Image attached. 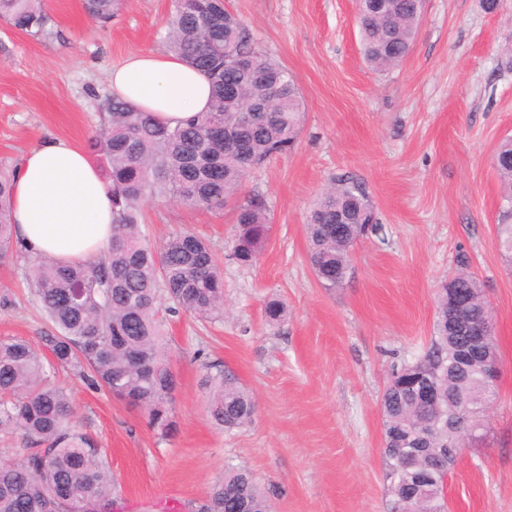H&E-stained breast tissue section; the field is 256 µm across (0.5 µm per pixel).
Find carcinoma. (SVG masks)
I'll list each match as a JSON object with an SVG mask.
<instances>
[{
  "instance_id": "1",
  "label": "carcinoma",
  "mask_w": 512,
  "mask_h": 512,
  "mask_svg": "<svg viewBox=\"0 0 512 512\" xmlns=\"http://www.w3.org/2000/svg\"><path fill=\"white\" fill-rule=\"evenodd\" d=\"M164 40L170 50L207 77L209 111L175 126L108 98L100 132L85 149L100 165L112 190V240L97 262L59 266L28 258L26 282L51 331L37 344L0 338V435L19 438L0 462V512H102L112 504V469L104 448L75 421L70 394L54 381L69 368L92 390L144 411L147 425L166 437L176 429L178 380L167 355L161 299L201 321L224 312V273L210 246L175 233L159 248L143 230L144 205L158 197L213 208L233 199L247 174L292 149L301 131V95L288 70L253 46L252 35L224 0H175ZM381 14L359 26L366 62L378 71L397 67L411 53L419 22L418 0H385ZM119 0H85L95 21H108ZM0 20L31 38L52 35L43 0H0ZM236 86L224 95V84ZM257 102L262 112L245 108ZM494 164L504 200L512 204V137L504 139ZM16 170L0 171V264L18 259L11 223ZM308 260L327 289L344 285L355 243L380 237L383 224L366 188L338 178L308 216ZM269 225L262 202L236 206L229 257L254 265ZM496 246L512 258V223L497 225ZM474 303L448 326L456 297ZM481 284L460 270L436 294L432 336L414 361L392 366L380 401L384 453L390 462V493L409 512H445L440 479L456 458L448 448L480 439L495 388L478 364L462 365L457 354L469 343V324L483 318ZM202 386L213 422L226 431L249 423L253 396L238 385L223 362L204 363ZM430 389L431 410L418 400ZM466 398L461 407L456 398ZM469 417L471 438H460L449 421ZM271 512L266 495L245 467H228L196 512Z\"/></svg>"
}]
</instances>
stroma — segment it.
<instances>
[{
    "label": "stroma",
    "instance_id": "1",
    "mask_svg": "<svg viewBox=\"0 0 512 512\" xmlns=\"http://www.w3.org/2000/svg\"><path fill=\"white\" fill-rule=\"evenodd\" d=\"M302 95L294 149L253 170L236 202L261 200L270 224L257 263L226 260L232 206L165 198L143 210L160 246L178 231L222 258L224 316L167 314L179 381L177 431L164 438L140 411L85 388L70 370L83 431L106 448L112 512H191L229 466L248 468L273 512H395L380 399L392 365L427 346L434 294L459 265L480 282L496 323L500 377L482 443L448 473V512H512V265L495 245L507 204L493 159L512 137V0H424L414 47L398 67L363 60L355 0H227ZM174 0H122L104 24L84 0H44L54 34L36 40L0 21V168L42 139L78 144L99 131L108 74L132 53L163 51ZM341 177L363 183L384 239L353 249L342 288H323L307 257L306 215ZM0 337L38 342L50 325L21 264L0 266ZM280 301L278 321L265 313ZM221 359L255 401L243 428H217L200 386Z\"/></svg>",
    "mask_w": 512,
    "mask_h": 512
}]
</instances>
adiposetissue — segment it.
Here are the masks:
<instances>
[{
    "label": "adipose tissue",
    "mask_w": 512,
    "mask_h": 512,
    "mask_svg": "<svg viewBox=\"0 0 512 512\" xmlns=\"http://www.w3.org/2000/svg\"><path fill=\"white\" fill-rule=\"evenodd\" d=\"M110 94L156 118L177 124L207 111L206 77L161 51L129 55L109 76ZM19 250L57 264L93 263L112 235V197L85 148L47 138L24 156L11 204Z\"/></svg>",
    "instance_id": "adipose-tissue-1"
}]
</instances>
